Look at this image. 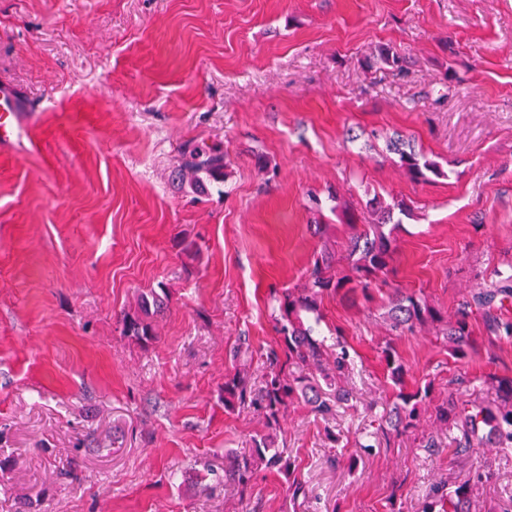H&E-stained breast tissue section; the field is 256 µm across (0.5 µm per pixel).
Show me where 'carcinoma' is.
I'll list each match as a JSON object with an SVG mask.
<instances>
[{
    "mask_svg": "<svg viewBox=\"0 0 512 512\" xmlns=\"http://www.w3.org/2000/svg\"><path fill=\"white\" fill-rule=\"evenodd\" d=\"M387 148L399 156L400 167L413 180H424L429 173L437 177L444 175L437 162L415 150L401 135L389 138ZM226 168V157L220 150L189 146L183 150L179 176L193 190L203 192L213 183L224 182ZM395 209L408 213L402 201L372 207L369 224L350 238L346 256L348 269L334 268L332 256L324 253L315 259L304 288L278 299L280 352L271 353L264 385L253 398L248 392L244 371L234 368L224 380L225 410L232 411L249 402L263 410L267 426L271 427L279 423L280 414L295 398L302 399L320 416L332 414L335 404L348 401L349 392L336 386V379L350 364L349 351L342 346L336 353L329 352L324 341L315 338L313 326L305 323L301 313L317 310L326 295H346L358 287L365 292L371 281L387 272L394 253L393 230L387 226L393 220ZM510 299L512 273L499 272L497 280L471 292L452 317L443 316L426 299L396 288L388 297L384 320L395 333L411 331L428 322L438 323L439 334L447 340L450 355L463 360L471 348L468 318L475 310L482 314L490 335L512 339V319L502 317L504 303ZM167 303L165 292L152 290L140 295L137 306L123 316V334L139 342L156 339L158 318L164 314ZM382 361L393 385L398 387L385 422L390 430L402 434L415 426L426 409L430 387L404 392L406 368L389 344L382 349ZM299 365L308 367L310 373L295 375L293 367ZM484 383L496 392L492 403H463L451 392L447 401L434 406L437 423L450 432L459 431V435L448 442L456 455L484 447L504 454L512 450V378L489 376ZM262 467L288 480L291 498L306 493L305 485L295 476V461L285 449L274 447L268 436L253 439L250 454L224 458V485L236 488L243 496L251 489L253 474ZM482 479L483 473L477 471L446 490H433L423 499L421 512H471L473 490Z\"/></svg>",
    "mask_w": 512,
    "mask_h": 512,
    "instance_id": "carcinoma-1",
    "label": "carcinoma"
}]
</instances>
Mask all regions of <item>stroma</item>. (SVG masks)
<instances>
[{
  "label": "stroma",
  "instance_id": "35a3bbf8",
  "mask_svg": "<svg viewBox=\"0 0 512 512\" xmlns=\"http://www.w3.org/2000/svg\"><path fill=\"white\" fill-rule=\"evenodd\" d=\"M2 81L36 118L33 148L0 150V512H418L478 468L472 512H512V454L453 455L427 413L345 467L395 399L384 346L434 403L512 377L481 317L462 362L435 326L383 320L393 287L450 316L512 269V0H0ZM396 132L442 176L411 181ZM188 144L224 151L220 189L175 181ZM376 194L413 208L387 273L318 308L352 400H293L273 429L225 411L233 363L259 390L280 345L274 298L345 253ZM152 288L169 303L143 345L121 319ZM267 433L314 497L264 469L247 496L217 485Z\"/></svg>",
  "mask_w": 512,
  "mask_h": 512
}]
</instances>
